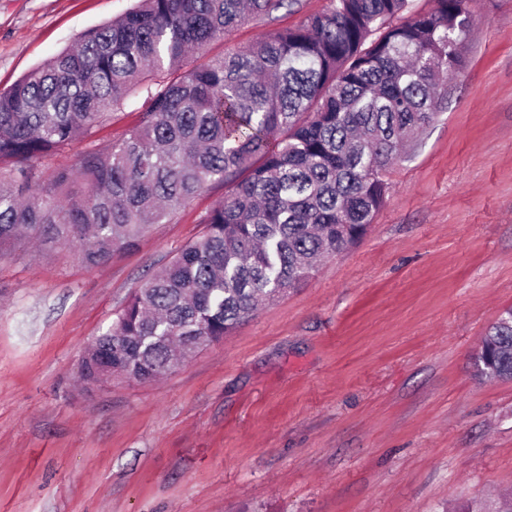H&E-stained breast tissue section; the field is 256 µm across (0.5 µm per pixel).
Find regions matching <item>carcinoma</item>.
<instances>
[{
    "label": "carcinoma",
    "instance_id": "carcinoma-1",
    "mask_svg": "<svg viewBox=\"0 0 512 512\" xmlns=\"http://www.w3.org/2000/svg\"><path fill=\"white\" fill-rule=\"evenodd\" d=\"M469 0H330L301 24L197 59L238 26L300 0H139L0 92V247L21 233L94 266L134 247L208 184L224 197L202 234L151 275L79 369L137 380L173 371L183 337L211 344L257 307L356 245L385 205L388 174L438 114L440 78L463 62ZM139 122L93 136L133 91ZM81 178L87 190L63 188ZM481 377L512 380V306L482 339Z\"/></svg>",
    "mask_w": 512,
    "mask_h": 512
}]
</instances>
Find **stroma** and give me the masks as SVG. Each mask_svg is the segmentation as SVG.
<instances>
[{
  "label": "stroma",
  "instance_id": "stroma-1",
  "mask_svg": "<svg viewBox=\"0 0 512 512\" xmlns=\"http://www.w3.org/2000/svg\"><path fill=\"white\" fill-rule=\"evenodd\" d=\"M133 4L0 0V90ZM469 9L463 64L362 239L160 380L91 386L78 368L222 187L96 267L64 245L0 255V512H459L512 495V381L474 369L512 306V0Z\"/></svg>",
  "mask_w": 512,
  "mask_h": 512
}]
</instances>
